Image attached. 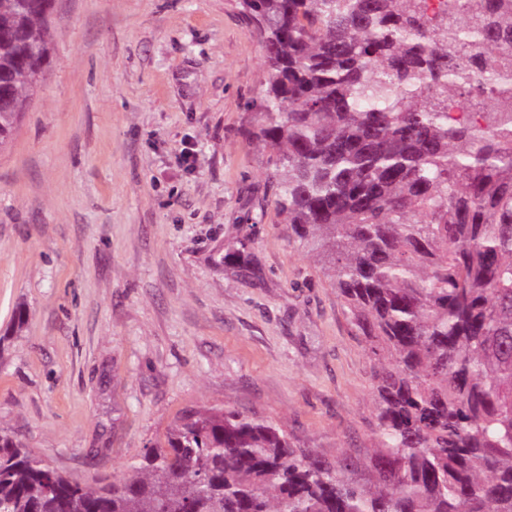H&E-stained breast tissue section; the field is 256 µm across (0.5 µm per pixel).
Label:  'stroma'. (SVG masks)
<instances>
[{
    "instance_id": "35a3bbf8",
    "label": "stroma",
    "mask_w": 512,
    "mask_h": 512,
    "mask_svg": "<svg viewBox=\"0 0 512 512\" xmlns=\"http://www.w3.org/2000/svg\"><path fill=\"white\" fill-rule=\"evenodd\" d=\"M51 30L0 150V423L86 480L197 407L368 453L364 346L248 136L267 73L239 0H58Z\"/></svg>"
}]
</instances>
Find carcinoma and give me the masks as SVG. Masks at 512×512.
I'll return each instance as SVG.
<instances>
[{
  "mask_svg": "<svg viewBox=\"0 0 512 512\" xmlns=\"http://www.w3.org/2000/svg\"><path fill=\"white\" fill-rule=\"evenodd\" d=\"M0 0V148L53 57ZM267 70L250 137L370 361L375 443L326 458L186 409L90 484L0 425V512H512V0H241Z\"/></svg>",
  "mask_w": 512,
  "mask_h": 512,
  "instance_id": "obj_1",
  "label": "carcinoma"
}]
</instances>
